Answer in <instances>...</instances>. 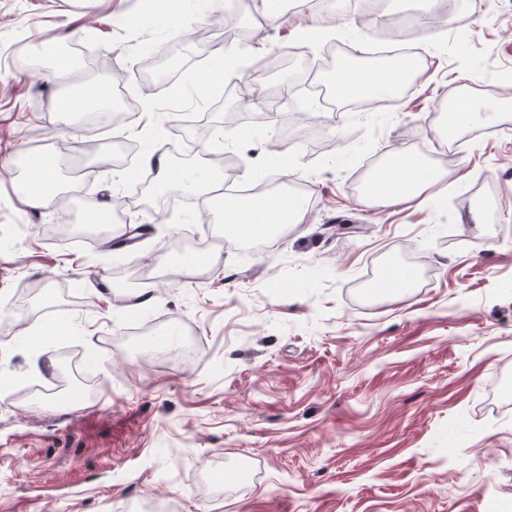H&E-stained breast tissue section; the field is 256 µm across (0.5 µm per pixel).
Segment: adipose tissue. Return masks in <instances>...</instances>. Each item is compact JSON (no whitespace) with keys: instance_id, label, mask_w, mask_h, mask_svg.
Masks as SVG:
<instances>
[{"instance_id":"adipose-tissue-1","label":"adipose tissue","mask_w":512,"mask_h":512,"mask_svg":"<svg viewBox=\"0 0 512 512\" xmlns=\"http://www.w3.org/2000/svg\"><path fill=\"white\" fill-rule=\"evenodd\" d=\"M407 69L396 63L379 69L349 68L336 80V91L341 96H358L372 101L401 85ZM112 98L106 84L89 81L76 92L61 97L57 103L58 119L63 124L89 112L111 108ZM25 184L22 198L35 209L51 208L60 193L56 166L58 152L48 147L35 153H23ZM147 167L153 169L157 186L163 189L178 187L183 193L201 194L223 183L224 174L218 169L176 168L163 144H156L144 157ZM446 170L430 167L415 155L398 151L390 164L373 176L370 193L374 201L389 205L409 201L423 195L430 186L444 182ZM222 221L236 234L245 238H260L279 224H300L305 220L303 204L293 196H274L254 204L224 203Z\"/></svg>"}]
</instances>
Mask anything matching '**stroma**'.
I'll return each instance as SVG.
<instances>
[{"label": "stroma", "mask_w": 512, "mask_h": 512, "mask_svg": "<svg viewBox=\"0 0 512 512\" xmlns=\"http://www.w3.org/2000/svg\"><path fill=\"white\" fill-rule=\"evenodd\" d=\"M226 0H197L183 20L140 24L139 0H0V160L65 141L63 199L29 208L16 174L0 171V512H128L169 496L173 512H512V0H380L360 22L357 0H295L270 23L260 5L238 13L245 64L287 56L260 78L224 77L211 97L192 80L175 95L137 80L140 46H182L219 25ZM301 27L330 28L304 48ZM95 32L99 61L64 82L39 81L18 55ZM420 48L396 102L317 110L294 97L308 77L367 65L378 34ZM123 85L137 105L135 138L152 141L167 115L193 113L224 131L241 184L288 151L306 221L267 246L227 237L204 274L146 285V267L220 228V203L125 209L146 226L133 249L80 247L32 231L82 218L86 198L116 203L99 159L112 129L63 126L57 98L89 80ZM469 93L507 112L448 145L449 100ZM305 123L283 124L284 113ZM274 122H267V115ZM265 132L251 133V119ZM329 142L315 155L300 137ZM99 142V150L88 141ZM407 149L448 172L430 203L367 204V162ZM485 215L471 223L472 211ZM427 278L374 303L362 294L407 262ZM54 322L30 342L25 324ZM152 323L192 363L144 360L137 327Z\"/></svg>", "instance_id": "obj_1"}]
</instances>
